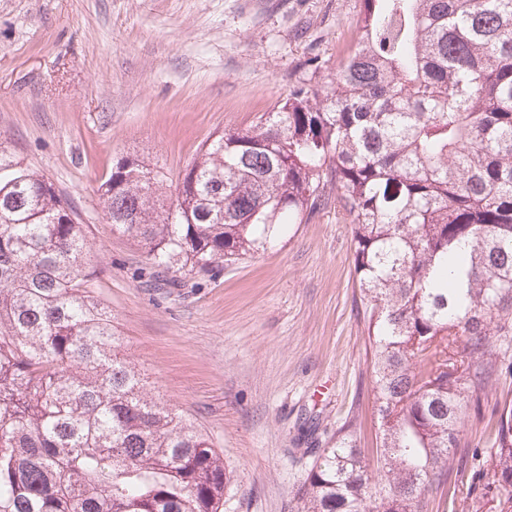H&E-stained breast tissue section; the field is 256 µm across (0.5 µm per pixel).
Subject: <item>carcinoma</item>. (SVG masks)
Instances as JSON below:
<instances>
[{"mask_svg": "<svg viewBox=\"0 0 512 512\" xmlns=\"http://www.w3.org/2000/svg\"><path fill=\"white\" fill-rule=\"evenodd\" d=\"M358 41L322 91L225 129L169 195L121 159L99 187L154 268L212 272L330 203L352 224L368 308V461L341 429L301 512H426L512 341V0H362ZM69 200L0 140V512H219L229 482L195 425L145 392L89 289ZM512 512V403L491 437Z\"/></svg>", "mask_w": 512, "mask_h": 512, "instance_id": "1", "label": "carcinoma"}]
</instances>
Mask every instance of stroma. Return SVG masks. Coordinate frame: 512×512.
Returning <instances> with one entry per match:
<instances>
[{
  "mask_svg": "<svg viewBox=\"0 0 512 512\" xmlns=\"http://www.w3.org/2000/svg\"><path fill=\"white\" fill-rule=\"evenodd\" d=\"M360 10L361 0H0V137L79 215L90 288L147 390L223 456L221 512H297L314 459L349 421L376 456L350 221L328 206L273 248L168 288L106 221L98 188L137 155L175 189L216 132L252 128L298 87H326ZM508 400L504 374L465 416L470 449L428 512L489 496L471 451L489 448Z\"/></svg>",
  "mask_w": 512,
  "mask_h": 512,
  "instance_id": "35a3bbf8",
  "label": "stroma"
}]
</instances>
